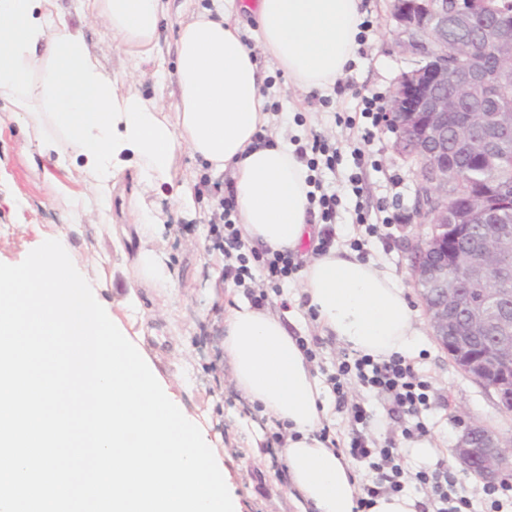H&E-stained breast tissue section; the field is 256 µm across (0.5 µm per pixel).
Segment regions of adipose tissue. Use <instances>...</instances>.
Returning <instances> with one entry per match:
<instances>
[{"label": "adipose tissue", "mask_w": 512, "mask_h": 512, "mask_svg": "<svg viewBox=\"0 0 512 512\" xmlns=\"http://www.w3.org/2000/svg\"><path fill=\"white\" fill-rule=\"evenodd\" d=\"M361 0H224L223 10L184 0L175 41L176 105L118 93L86 40L82 21L103 22L129 73L155 60L168 0H80L71 23L60 0H0V108L18 127L23 153L61 172L81 167L89 187H60L74 212L105 207L124 179L167 186L169 200L194 207V181L177 177L186 152L210 173L231 171L237 222L246 242L296 251L312 238L309 170L289 142H256L270 122L258 55L272 58L290 85L329 94L355 59ZM255 18L257 43L239 19ZM300 295L322 335L382 360L419 352L420 330L404 288L382 267L346 250L311 256ZM232 379L264 415L287 424L281 449L297 512H354V467L318 433L324 390L282 319L247 299L224 319Z\"/></svg>", "instance_id": "adipose-tissue-1"}]
</instances>
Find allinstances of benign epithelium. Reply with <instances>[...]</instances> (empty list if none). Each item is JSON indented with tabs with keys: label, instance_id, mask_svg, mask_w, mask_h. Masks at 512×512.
<instances>
[{
	"label": "benign epithelium",
	"instance_id": "benign-epithelium-1",
	"mask_svg": "<svg viewBox=\"0 0 512 512\" xmlns=\"http://www.w3.org/2000/svg\"><path fill=\"white\" fill-rule=\"evenodd\" d=\"M402 47L416 67L394 87L383 121L395 149L419 161L413 218L431 225L411 248V271L430 327L452 363L512 413V299L491 281L512 280V182L457 188L448 182V143L474 165L512 140V0H392ZM457 52L448 55V35ZM455 457L487 483L512 474V440L465 425Z\"/></svg>",
	"mask_w": 512,
	"mask_h": 512
}]
</instances>
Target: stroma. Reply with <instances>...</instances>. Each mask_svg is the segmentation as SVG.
<instances>
[{
  "label": "stroma",
  "instance_id": "35a3bbf8",
  "mask_svg": "<svg viewBox=\"0 0 512 512\" xmlns=\"http://www.w3.org/2000/svg\"><path fill=\"white\" fill-rule=\"evenodd\" d=\"M362 15L368 26L356 59L334 95L316 92L296 98L276 64L265 56L257 63L264 77L263 92L279 105L272 118L271 132L298 146L313 136H322L339 147L341 156L334 170L312 171L324 191L336 194V248L350 249L359 243L363 259L386 265L405 288L409 302L421 322V350L413 360L415 368L431 384L430 407L425 413L428 435L441 454H448L466 419L483 422L489 429L512 436V416L502 414L495 398L458 370L434 339L409 269V248L426 235L427 225L413 218L418 194V166L394 149L395 135L385 124L374 125L360 114L361 99L377 96L388 105L397 78L414 68L415 56L398 45L396 23L390 0H363ZM86 37L102 66L120 74L124 56L116 49L111 31L92 24ZM121 92L156 97L174 106L175 87L161 79L156 63L142 65L138 79L121 76ZM361 153L362 166L353 155ZM80 170L52 178L40 168H32L20 148L13 121H0V263L23 261L40 241L66 237L79 258L81 274L91 282H102L101 295L109 312L128 332L145 331L146 347L161 376L181 391L190 413L206 415L215 445L213 453L227 467L230 481L244 505V512H293L292 489L279 447L264 449L262 458L250 451L254 428L276 429L274 421L254 413L253 403L230 381L231 364L224 352V313L232 299L244 297L245 289L224 279V260L210 242L209 228L216 204L209 195L195 198L194 211L171 205L160 191L142 187V203L157 212L164 233L147 227L131 232L129 240L115 244L99 224L84 222L74 233L72 213L53 205L49 197L55 183L80 190L84 187ZM163 249L173 284L149 288L130 282L124 260L139 251ZM298 278L283 283L279 294L271 296L266 308L288 314L290 334L314 343L315 370H322L347 355L348 350L333 337L321 335L309 312L295 305ZM290 301L282 309V301ZM349 398L363 402L371 411L361 431L371 438L400 437L402 422L389 405L353 386Z\"/></svg>",
  "mask_w": 512,
  "mask_h": 512
}]
</instances>
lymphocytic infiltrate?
<instances>
[{"label":"lymphocytic infiltrate","instance_id":"obj_1","mask_svg":"<svg viewBox=\"0 0 512 512\" xmlns=\"http://www.w3.org/2000/svg\"><path fill=\"white\" fill-rule=\"evenodd\" d=\"M201 185L219 198L210 234L214 248L224 257L225 276L231 277L236 286L246 288L253 305L264 306L270 293L279 292L281 283L299 270V262L289 251L247 252L234 220L233 197L223 196L220 183L205 178ZM327 382L337 402L346 406L354 421L362 423L368 418L362 403L347 400L349 386L356 382L411 418V426L402 430L404 439L426 434L427 429L419 423L418 416L429 405L430 384L402 355L395 354L381 361L368 355L341 360L328 374ZM345 452L353 460L367 463L369 469L354 512H367L375 497L401 493L410 481L428 492L432 512H475L463 481L450 473L444 462H437L431 469L408 472L403 466L402 450L393 438L368 440L355 432Z\"/></svg>","mask_w":512,"mask_h":512}]
</instances>
